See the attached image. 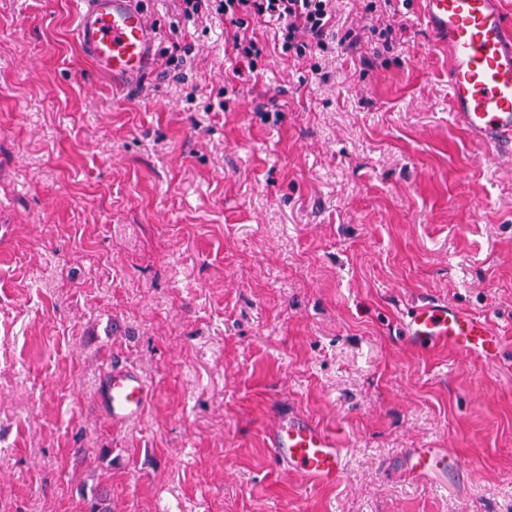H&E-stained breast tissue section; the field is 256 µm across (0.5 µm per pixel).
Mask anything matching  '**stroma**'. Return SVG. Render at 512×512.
Listing matches in <instances>:
<instances>
[{
  "label": "stroma",
  "mask_w": 512,
  "mask_h": 512,
  "mask_svg": "<svg viewBox=\"0 0 512 512\" xmlns=\"http://www.w3.org/2000/svg\"><path fill=\"white\" fill-rule=\"evenodd\" d=\"M146 5L158 71L124 93L74 0H0V512H85L96 484L114 512H512V375L400 331L441 301L512 365V161L454 125L418 0H336L362 42L312 59L250 18L240 75L223 17ZM115 357L155 390L122 428L96 405ZM279 409L335 432L340 483L274 468ZM412 448L463 482L408 474ZM407 463L418 476H436L446 483L460 481L463 476L457 458L446 448H414Z\"/></svg>",
  "instance_id": "35a3bbf8"
}]
</instances>
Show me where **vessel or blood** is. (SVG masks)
I'll return each mask as SVG.
<instances>
[{"label": "vessel or blood", "instance_id": "obj_1", "mask_svg": "<svg viewBox=\"0 0 512 512\" xmlns=\"http://www.w3.org/2000/svg\"><path fill=\"white\" fill-rule=\"evenodd\" d=\"M139 0H77L74 36L96 70L113 85L135 87L156 70L159 28ZM422 20L448 54L454 122L485 155L512 153V18L501 0H421ZM404 331L427 348L447 343L466 353L491 354L500 338L487 319L437 301L418 304ZM151 382L134 366H106L98 380L99 412L115 427L141 422L154 398ZM276 464L306 482L333 485L346 475L336 435L309 418L287 413L265 435ZM416 475L446 483L463 476L445 448H416L407 457Z\"/></svg>", "mask_w": 512, "mask_h": 512}]
</instances>
